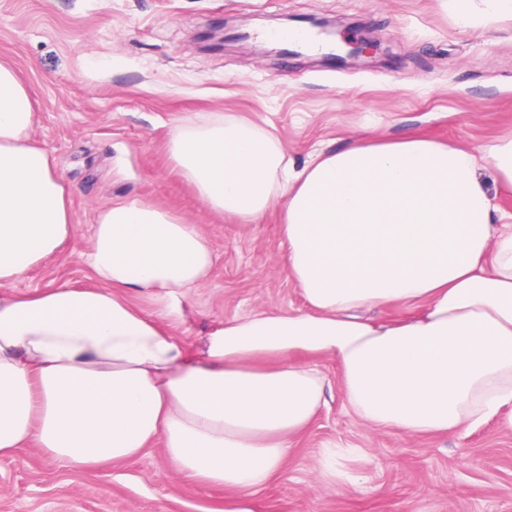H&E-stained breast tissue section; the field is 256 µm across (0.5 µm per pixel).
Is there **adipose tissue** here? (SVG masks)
I'll use <instances>...</instances> for the list:
<instances>
[{"label": "adipose tissue", "instance_id": "adipose-tissue-1", "mask_svg": "<svg viewBox=\"0 0 512 512\" xmlns=\"http://www.w3.org/2000/svg\"><path fill=\"white\" fill-rule=\"evenodd\" d=\"M33 121L0 63V457L34 446L92 475L158 442L176 473L226 491L224 512H254L327 404L319 359L366 424L512 430V213L493 205L471 151L358 140L297 169L250 124H176L170 158L207 208L252 225L280 206V264L304 299L224 321L197 347L174 329L214 249L139 200L97 216L87 262L98 286L10 293L73 229ZM141 289L158 315L129 303ZM393 304L402 317H373Z\"/></svg>", "mask_w": 512, "mask_h": 512}]
</instances>
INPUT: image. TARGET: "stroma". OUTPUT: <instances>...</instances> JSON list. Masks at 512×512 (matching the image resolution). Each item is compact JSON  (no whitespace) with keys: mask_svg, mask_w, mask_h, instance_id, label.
<instances>
[{"mask_svg":"<svg viewBox=\"0 0 512 512\" xmlns=\"http://www.w3.org/2000/svg\"><path fill=\"white\" fill-rule=\"evenodd\" d=\"M311 15L346 37L375 30L386 54L346 68L302 55L258 56L262 44L206 52L197 37L228 21L252 33ZM0 63L25 85L45 149L69 194L73 232L62 253L13 285L31 293L93 286L85 255L98 213L140 200L197 225L213 275L187 294L186 335L266 310L302 308L279 264L280 208L248 227L214 213L174 168L179 119L224 114L273 132L295 167L349 141L421 135L482 151L512 135V19L462 26L453 0H0ZM329 406L296 443L256 512H512V432L498 422L466 436L407 437L349 415L332 363ZM359 449L356 483L322 480L324 446ZM225 492L175 473L154 444L85 476L38 448L0 457V512H222Z\"/></svg>","mask_w":512,"mask_h":512,"instance_id":"1","label":"stroma"}]
</instances>
